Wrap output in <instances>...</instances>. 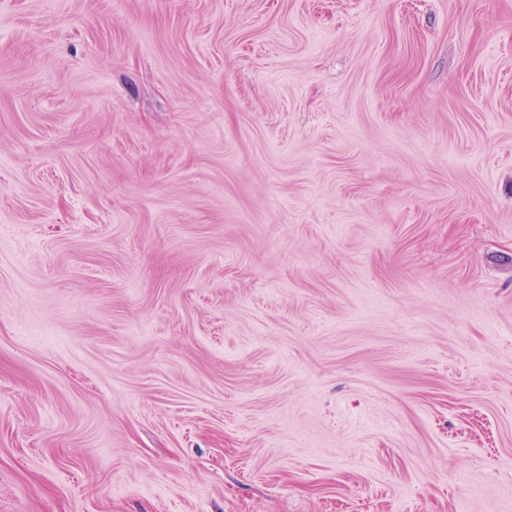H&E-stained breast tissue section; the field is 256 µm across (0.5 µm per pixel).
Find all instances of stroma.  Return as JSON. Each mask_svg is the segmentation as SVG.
Listing matches in <instances>:
<instances>
[{"label":"stroma","instance_id":"stroma-1","mask_svg":"<svg viewBox=\"0 0 512 512\" xmlns=\"http://www.w3.org/2000/svg\"><path fill=\"white\" fill-rule=\"evenodd\" d=\"M0 512H512V0H0Z\"/></svg>","mask_w":512,"mask_h":512}]
</instances>
